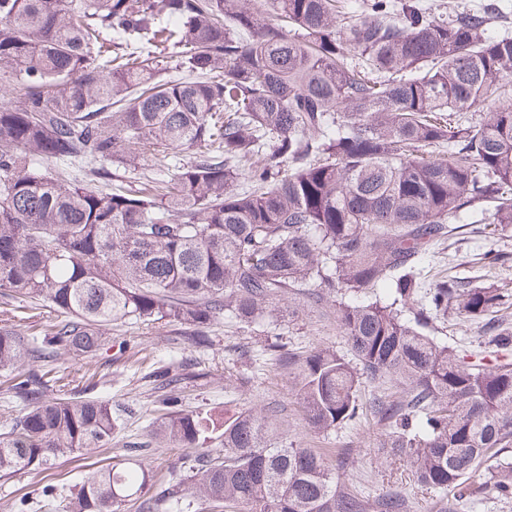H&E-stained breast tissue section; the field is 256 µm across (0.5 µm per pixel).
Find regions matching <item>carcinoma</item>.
I'll return each instance as SVG.
<instances>
[{
    "mask_svg": "<svg viewBox=\"0 0 512 512\" xmlns=\"http://www.w3.org/2000/svg\"><path fill=\"white\" fill-rule=\"evenodd\" d=\"M509 0H0V294L50 303L43 334L0 328V476L112 447V403L68 396L46 368L95 357L117 322L164 321L197 347L229 313L257 324L331 303L349 353L265 344L309 426L337 430L373 399L378 454L442 512L512 501V326L501 288L429 283L419 264L463 215L512 226ZM201 149L181 163L176 151ZM144 162L134 187L117 170ZM246 181V186L238 183ZM385 294L358 298L378 285ZM288 306H282V301ZM481 321L475 349L436 340ZM255 409L222 419L159 401L140 443L186 449L190 481L139 455L89 471L61 512H411L369 503L336 464L272 444Z\"/></svg>",
    "mask_w": 512,
    "mask_h": 512,
    "instance_id": "obj_1",
    "label": "carcinoma"
}]
</instances>
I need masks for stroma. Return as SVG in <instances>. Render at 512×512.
<instances>
[{
  "instance_id": "35a3bbf8",
  "label": "stroma",
  "mask_w": 512,
  "mask_h": 512,
  "mask_svg": "<svg viewBox=\"0 0 512 512\" xmlns=\"http://www.w3.org/2000/svg\"><path fill=\"white\" fill-rule=\"evenodd\" d=\"M502 251L505 259L491 267L478 261L488 249ZM426 275L468 277L473 284L495 286L512 293V227L471 224L450 233L448 239L422 261ZM44 306L33 317L28 302L0 296V327H14L23 335L38 331L41 317L55 316ZM278 336L293 351L329 346L345 349L346 342L336 324L332 308L322 304L299 310L294 318L264 325H246L225 318L209 330L212 344L197 348L183 341L172 325L119 323L113 325L107 349L91 360L64 354L53 363L57 374L81 384L87 373H96L95 397L111 402L123 423L115 432L111 447L90 455V462L124 458L129 448L143 440L152 422L153 410L163 390L155 388L150 374L159 363L185 365L176 392L186 410L215 414L236 412L246 407L274 411L279 423V445L313 448L329 456L341 449L351 454L340 480L364 500L373 501L394 487L405 488L412 512H438L439 496L408 482L402 462L377 455L382 430L371 415L325 434L312 432L291 390L287 375L274 354L262 352L267 336ZM57 485V497H64L84 474L77 462L64 457L53 460L45 470L0 478V512H16L20 497L32 503L29 512H55L54 506L38 507L44 475Z\"/></svg>"
}]
</instances>
